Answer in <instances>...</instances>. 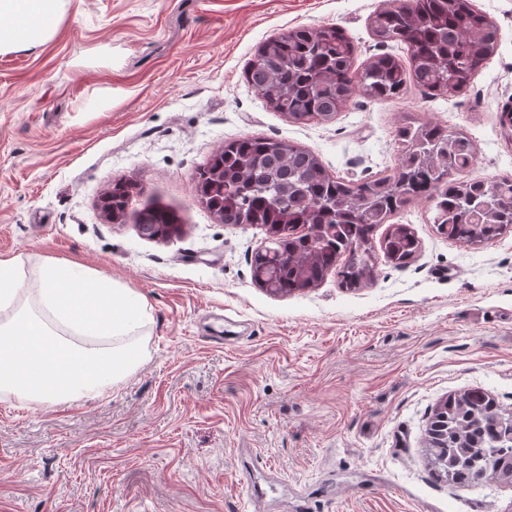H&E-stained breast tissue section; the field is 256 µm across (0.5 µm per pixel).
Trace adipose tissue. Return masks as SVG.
I'll return each mask as SVG.
<instances>
[{
    "instance_id": "adipose-tissue-1",
    "label": "adipose tissue",
    "mask_w": 512,
    "mask_h": 512,
    "mask_svg": "<svg viewBox=\"0 0 512 512\" xmlns=\"http://www.w3.org/2000/svg\"><path fill=\"white\" fill-rule=\"evenodd\" d=\"M61 9V0H0V19L11 24L0 28V48L44 43Z\"/></svg>"
}]
</instances>
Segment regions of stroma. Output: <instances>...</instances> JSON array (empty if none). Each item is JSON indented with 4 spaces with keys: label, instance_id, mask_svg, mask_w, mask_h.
<instances>
[{
    "label": "stroma",
    "instance_id": "obj_1",
    "mask_svg": "<svg viewBox=\"0 0 512 512\" xmlns=\"http://www.w3.org/2000/svg\"><path fill=\"white\" fill-rule=\"evenodd\" d=\"M499 27L460 96H353L328 123L266 108L244 77L257 46L336 24L360 61L383 47L385 0H63L41 45L0 50V257L27 281L76 260L143 295L147 361L99 396L19 404L0 393V512H254L244 464L274 472L263 512H512V482L458 491L431 471L427 428L446 397L478 391L512 413V231L466 245L432 202L395 215L420 248L405 266L342 287L272 294L252 278L259 224L221 223L195 196L225 141L268 136L332 174L390 173L395 128L433 122L477 150L463 180L512 177L499 116L512 107V0H473ZM144 188L106 222L113 181ZM180 217L143 236L140 209Z\"/></svg>",
    "mask_w": 512,
    "mask_h": 512
}]
</instances>
